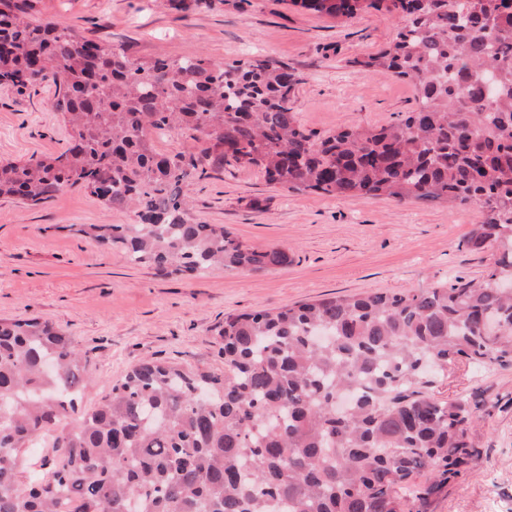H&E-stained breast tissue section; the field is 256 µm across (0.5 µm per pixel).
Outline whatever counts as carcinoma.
I'll return each mask as SVG.
<instances>
[{
    "label": "carcinoma",
    "instance_id": "1",
    "mask_svg": "<svg viewBox=\"0 0 512 512\" xmlns=\"http://www.w3.org/2000/svg\"><path fill=\"white\" fill-rule=\"evenodd\" d=\"M349 20L404 24L364 75L414 86L416 108L324 137L299 124L300 77L276 59L140 63L0 0V86L48 78L70 147L0 162V197L32 204L81 186L137 224L78 232L175 275L262 271L288 253L193 223L181 184L256 167L291 191L347 200L476 205L467 245H496L481 282L331 296L229 313L224 372L145 360L78 413L88 352L48 321H0V512H430L477 459L478 403L427 391L448 362L512 366V0H291ZM494 71L503 90L485 92ZM153 129L191 130L189 159L155 153Z\"/></svg>",
    "mask_w": 512,
    "mask_h": 512
}]
</instances>
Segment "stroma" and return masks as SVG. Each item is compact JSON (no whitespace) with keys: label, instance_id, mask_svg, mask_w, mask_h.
<instances>
[{"label":"stroma","instance_id":"35a3bbf8","mask_svg":"<svg viewBox=\"0 0 512 512\" xmlns=\"http://www.w3.org/2000/svg\"><path fill=\"white\" fill-rule=\"evenodd\" d=\"M30 16L125 51L135 60L164 55L231 62L275 58L301 78V126L319 135L380 127L415 106L404 80L364 76L353 59L387 45L399 17L366 12L350 20L320 16L289 0H223L186 11L167 0H28ZM55 87L0 86V162L54 157L70 145L50 100ZM190 215L224 225L244 245L279 247L282 268H216L192 278L134 264L118 248L80 234L84 224H134L129 209H109L88 191L68 187L33 205L0 198V319L40 318L66 329L91 358L84 407L144 359L223 372L218 329L229 313L276 310L333 295L410 292L455 279L482 281L496 250H471L481 223L473 207L397 203L370 196L339 200L267 184L254 168H227L183 186ZM446 401L478 396L479 452L432 512H512V366L459 360L430 388Z\"/></svg>","mask_w":512,"mask_h":512}]
</instances>
